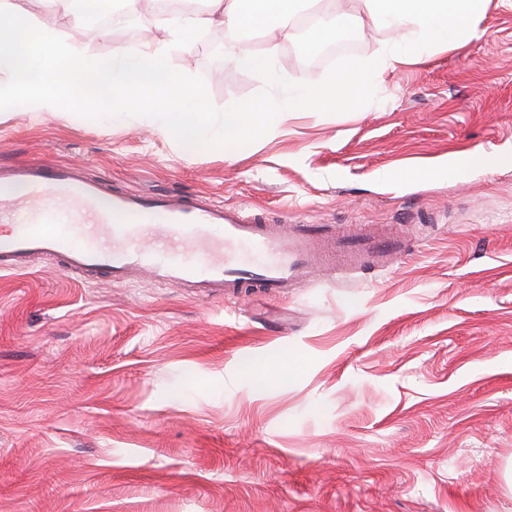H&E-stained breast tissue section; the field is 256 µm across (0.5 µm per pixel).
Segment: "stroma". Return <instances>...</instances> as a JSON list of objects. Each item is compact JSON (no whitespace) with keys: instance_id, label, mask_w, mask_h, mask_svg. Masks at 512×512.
I'll list each match as a JSON object with an SVG mask.
<instances>
[{"instance_id":"obj_1","label":"stroma","mask_w":512,"mask_h":512,"mask_svg":"<svg viewBox=\"0 0 512 512\" xmlns=\"http://www.w3.org/2000/svg\"><path fill=\"white\" fill-rule=\"evenodd\" d=\"M13 10L96 59L163 37L148 13L123 36L47 19L43 0ZM479 26L448 49L353 29L351 56L409 58L376 72L375 101L280 113L237 149L186 150L133 116L0 111L4 171L46 158L109 191L401 224L413 242L391 268L318 270L283 296L86 283L47 259L0 271V512H512V0ZM314 27L253 51L321 80L296 50ZM238 52L214 27L168 62L224 109L264 88Z\"/></svg>"}]
</instances>
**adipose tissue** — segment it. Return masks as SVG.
Wrapping results in <instances>:
<instances>
[{"instance_id":"1","label":"adipose tissue","mask_w":512,"mask_h":512,"mask_svg":"<svg viewBox=\"0 0 512 512\" xmlns=\"http://www.w3.org/2000/svg\"><path fill=\"white\" fill-rule=\"evenodd\" d=\"M364 14L340 13L335 24L318 29L316 39L333 37L337 25H363L365 21L395 20L404 24L414 38L448 48L459 41L480 37L476 24L486 0H364Z\"/></svg>"}]
</instances>
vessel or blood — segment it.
Wrapping results in <instances>:
<instances>
[{
  "label": "vessel or blood",
  "instance_id": "b4317fda",
  "mask_svg": "<svg viewBox=\"0 0 512 512\" xmlns=\"http://www.w3.org/2000/svg\"><path fill=\"white\" fill-rule=\"evenodd\" d=\"M0 270H25L33 258L58 255L84 280L123 282L149 274L221 298L253 286L281 294L317 264L386 268L410 248L401 231L353 227L331 232L319 224L282 226L243 208L204 205L177 194L107 192L70 165L47 159L0 175ZM248 247L261 260L240 264Z\"/></svg>",
  "mask_w": 512,
  "mask_h": 512
}]
</instances>
